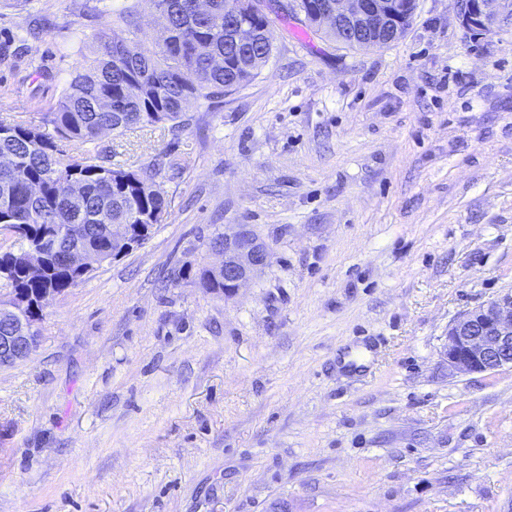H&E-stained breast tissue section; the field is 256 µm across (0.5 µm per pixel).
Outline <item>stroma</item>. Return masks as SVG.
Listing matches in <instances>:
<instances>
[{
    "label": "stroma",
    "instance_id": "35a3bbf8",
    "mask_svg": "<svg viewBox=\"0 0 512 512\" xmlns=\"http://www.w3.org/2000/svg\"><path fill=\"white\" fill-rule=\"evenodd\" d=\"M112 0H0V121L39 123ZM247 86L180 135L98 140L165 174L142 246L50 299L0 368V512H512V366L462 375L448 326L512 292V28L454 0L350 48L283 16ZM251 224L232 299L188 272ZM207 247L222 257L218 267H202L197 275L204 290L222 294L225 299L235 297L240 288L254 280L269 264L271 248L251 224H227L224 231L215 230ZM218 273L224 274L217 275Z\"/></svg>",
    "mask_w": 512,
    "mask_h": 512
}]
</instances>
